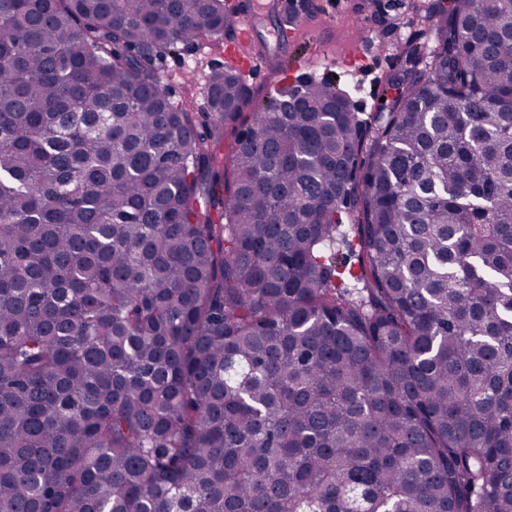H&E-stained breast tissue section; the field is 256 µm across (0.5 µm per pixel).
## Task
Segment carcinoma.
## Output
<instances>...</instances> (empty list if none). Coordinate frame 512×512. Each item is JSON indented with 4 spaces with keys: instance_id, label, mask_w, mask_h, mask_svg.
Listing matches in <instances>:
<instances>
[{
    "instance_id": "1",
    "label": "carcinoma",
    "mask_w": 512,
    "mask_h": 512,
    "mask_svg": "<svg viewBox=\"0 0 512 512\" xmlns=\"http://www.w3.org/2000/svg\"><path fill=\"white\" fill-rule=\"evenodd\" d=\"M428 20L195 112L224 0H0V512H512V0Z\"/></svg>"
}]
</instances>
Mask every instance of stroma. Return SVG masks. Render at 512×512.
Segmentation results:
<instances>
[{
	"label": "stroma",
	"instance_id": "obj_1",
	"mask_svg": "<svg viewBox=\"0 0 512 512\" xmlns=\"http://www.w3.org/2000/svg\"><path fill=\"white\" fill-rule=\"evenodd\" d=\"M255 18L252 40L229 52L226 37L205 40L194 49L168 56L161 82L174 100L204 107L212 66L256 63L246 82L254 100H262L296 77L337 76L356 111L373 112L378 89L400 63L407 44L420 49L418 68H428L435 33L411 0H310L289 15L288 0H270Z\"/></svg>",
	"mask_w": 512,
	"mask_h": 512
}]
</instances>
